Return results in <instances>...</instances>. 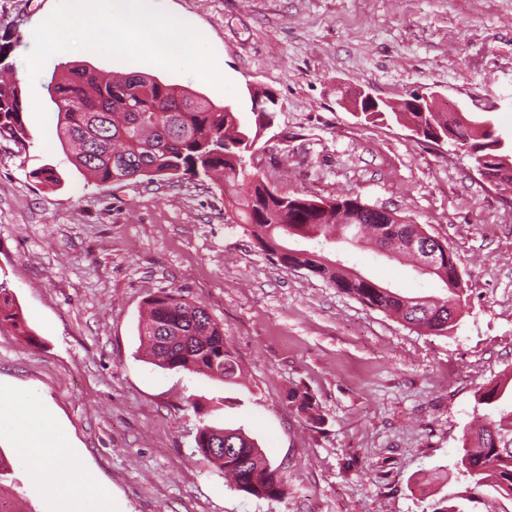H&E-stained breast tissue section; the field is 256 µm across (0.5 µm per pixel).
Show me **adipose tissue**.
Instances as JSON below:
<instances>
[{"instance_id":"1","label":"adipose tissue","mask_w":512,"mask_h":512,"mask_svg":"<svg viewBox=\"0 0 512 512\" xmlns=\"http://www.w3.org/2000/svg\"><path fill=\"white\" fill-rule=\"evenodd\" d=\"M0 429L16 436L19 458L33 478L56 488L60 512H100L110 497L109 490L89 475L78 481L60 475L53 458L65 451L68 443L60 432L50 430L33 396L0 386Z\"/></svg>"}]
</instances>
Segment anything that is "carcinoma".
I'll return each mask as SVG.
<instances>
[{
    "label": "carcinoma",
    "instance_id": "carcinoma-1",
    "mask_svg": "<svg viewBox=\"0 0 512 512\" xmlns=\"http://www.w3.org/2000/svg\"><path fill=\"white\" fill-rule=\"evenodd\" d=\"M50 91L63 115L57 135L64 153L80 172L102 184L132 180L183 178L207 179L227 200V224H242L259 248L285 266L302 267L339 291L364 304L393 315L404 323L445 335L463 309L464 289L452 248L432 271L445 286L441 298L406 296L368 276H357L340 259L325 264L323 253L297 245L300 240L319 244L338 241L357 245L370 235L377 249L392 257L413 254L401 250L402 239L418 227L402 223L379 224L378 214L359 197L338 196L327 200L302 194L283 195L269 189L258 173L249 170L247 155L272 123L277 98L262 92L253 101L254 120H242L226 104H217L186 87L167 84L138 73L117 80L93 77L89 67L62 62L54 70ZM373 115H392L399 124L420 130L435 142L441 136L464 150L475 164L496 179L499 186L512 184V173L498 175L500 157L512 153V145L499 147L501 139L491 129H479V117L440 112L425 104L424 112H397L384 102ZM25 101L20 84L0 83V138L26 146L23 114ZM148 318L140 329L151 363L167 370H184L234 384L238 364L224 342V327L207 308L170 290L147 300ZM21 328L22 319L6 287L0 288V323ZM288 400L310 420L318 419L315 400L306 391L292 390ZM512 382H498L481 392L478 403L487 413L466 435L456 467L475 487H489L512 499ZM197 448L236 488L269 499L288 495L284 473L270 465L257 443L240 429L202 427Z\"/></svg>",
    "mask_w": 512,
    "mask_h": 512
}]
</instances>
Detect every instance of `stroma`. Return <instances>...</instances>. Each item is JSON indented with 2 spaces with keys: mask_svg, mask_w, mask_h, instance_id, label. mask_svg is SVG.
I'll return each instance as SVG.
<instances>
[{
  "mask_svg": "<svg viewBox=\"0 0 512 512\" xmlns=\"http://www.w3.org/2000/svg\"><path fill=\"white\" fill-rule=\"evenodd\" d=\"M204 30L233 91L189 71L74 54L100 74L148 73L249 115L254 91L281 104L251 162L286 192L342 194L411 218L456 253L468 304L432 335L340 293L307 270L273 262L224 197L190 179L96 184L69 161L47 85L26 59L56 0H0L10 79L20 83L30 144L0 140V283L26 327L0 324V385L36 391L69 450L56 468H89L110 512H425L440 498L464 512H512L453 468L483 409L480 389L512 375V192L470 158L416 139L392 120L365 122L340 102L362 90L397 102L434 95L445 112L481 113L512 135V0H156ZM53 166L45 186L33 169ZM363 274L411 296L436 278L369 241L347 247ZM171 289L224 327L242 378L225 384L150 363L145 302ZM300 389L321 422L288 401ZM242 429L290 493L274 501L234 489L199 452L203 426ZM0 457L20 512H57L54 489L18 462L9 431ZM448 466L422 487V471ZM479 504H471L472 496Z\"/></svg>",
  "mask_w": 512,
  "mask_h": 512,
  "instance_id": "obj_1",
  "label": "stroma"
}]
</instances>
